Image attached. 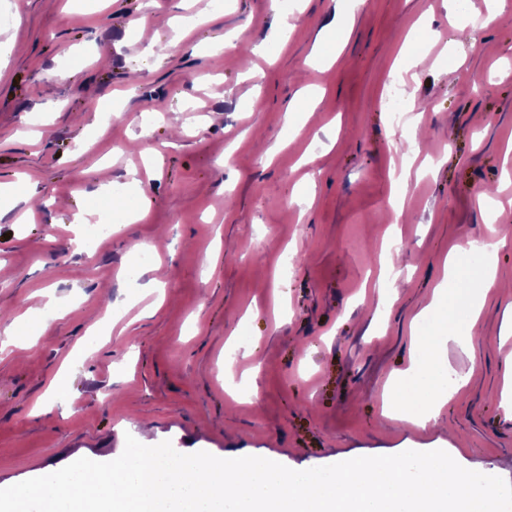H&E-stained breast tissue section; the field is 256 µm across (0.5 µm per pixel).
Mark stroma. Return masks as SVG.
Segmentation results:
<instances>
[{
    "label": "stroma",
    "instance_id": "35a3bbf8",
    "mask_svg": "<svg viewBox=\"0 0 512 512\" xmlns=\"http://www.w3.org/2000/svg\"><path fill=\"white\" fill-rule=\"evenodd\" d=\"M465 19L459 0H0V183L32 193L0 199V489L129 435L295 470L443 448L512 482V297L472 329L470 279L441 287L448 252L492 230L512 278V24L467 37ZM414 27L422 56L394 69ZM104 174L123 191L107 203ZM107 206L143 218L85 252ZM430 315L453 397L424 429L385 404L419 375ZM14 323L35 324L29 350Z\"/></svg>",
    "mask_w": 512,
    "mask_h": 512
}]
</instances>
